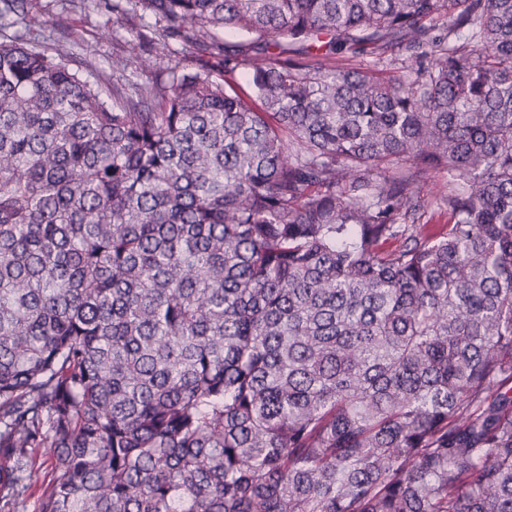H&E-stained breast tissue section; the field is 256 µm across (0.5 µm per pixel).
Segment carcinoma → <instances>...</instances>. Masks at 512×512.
Returning <instances> with one entry per match:
<instances>
[{
    "mask_svg": "<svg viewBox=\"0 0 512 512\" xmlns=\"http://www.w3.org/2000/svg\"><path fill=\"white\" fill-rule=\"evenodd\" d=\"M125 3L222 73L0 41V512H512V0ZM373 59L372 56H363L359 58L351 59L353 63L356 64L357 67H360L362 69H368L365 71H369L370 73H374L375 76L381 78V79H387L389 77H392L394 75L404 74L406 76L414 78V73L411 70V66L409 68H402L404 66L410 65V62L406 61V63H403V66L401 65V61H396V63L392 65H388L387 67H384L383 71H375L373 72ZM45 448H35L32 453L33 478L26 500L18 507V512H36L37 498L49 487L51 472L46 461Z\"/></svg>",
    "mask_w": 512,
    "mask_h": 512,
    "instance_id": "cac0c4a2",
    "label": "carcinoma"
}]
</instances>
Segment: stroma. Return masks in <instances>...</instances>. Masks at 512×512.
<instances>
[{
    "instance_id": "35a3bbf8",
    "label": "stroma",
    "mask_w": 512,
    "mask_h": 512,
    "mask_svg": "<svg viewBox=\"0 0 512 512\" xmlns=\"http://www.w3.org/2000/svg\"><path fill=\"white\" fill-rule=\"evenodd\" d=\"M60 16L65 17V25H56ZM153 23L151 14L140 8L114 19L102 0H30L25 24L1 27L0 40L27 30L44 46L66 45L84 76L111 86L166 84L173 70H196V55L170 53L159 41L151 53H142L137 37H153Z\"/></svg>"
}]
</instances>
